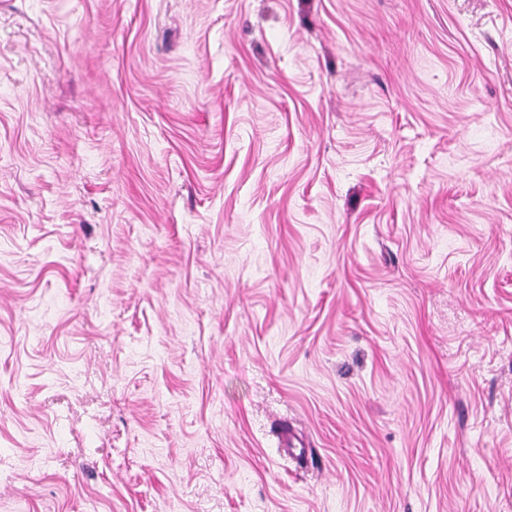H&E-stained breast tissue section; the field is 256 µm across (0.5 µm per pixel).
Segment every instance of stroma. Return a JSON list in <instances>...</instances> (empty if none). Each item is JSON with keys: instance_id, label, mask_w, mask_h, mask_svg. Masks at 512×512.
<instances>
[{"instance_id": "obj_1", "label": "stroma", "mask_w": 512, "mask_h": 512, "mask_svg": "<svg viewBox=\"0 0 512 512\" xmlns=\"http://www.w3.org/2000/svg\"><path fill=\"white\" fill-rule=\"evenodd\" d=\"M0 512H512V0H0Z\"/></svg>"}]
</instances>
